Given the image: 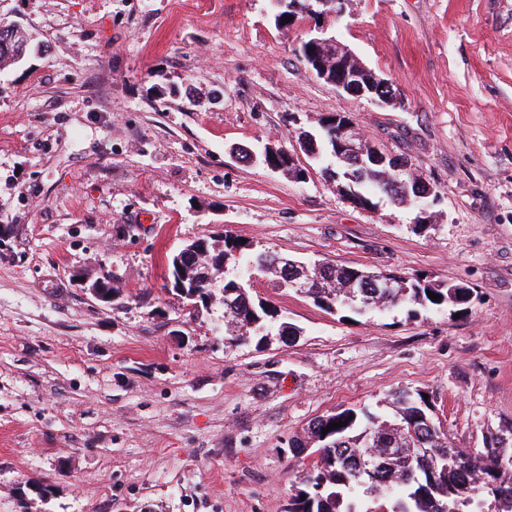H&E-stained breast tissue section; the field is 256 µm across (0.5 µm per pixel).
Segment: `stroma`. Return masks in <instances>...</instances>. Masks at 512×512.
Returning a JSON list of instances; mask_svg holds the SVG:
<instances>
[{"label": "stroma", "mask_w": 512, "mask_h": 512, "mask_svg": "<svg viewBox=\"0 0 512 512\" xmlns=\"http://www.w3.org/2000/svg\"><path fill=\"white\" fill-rule=\"evenodd\" d=\"M274 0H0L37 46L0 71V512H287L288 441L346 408L428 396L454 447L512 445V0H348L327 32L394 90L300 58ZM434 188L351 203L234 149L329 114ZM427 211L430 225L417 230ZM464 283L460 315L346 322L268 281L289 345L224 338V307L164 289L186 241ZM109 275L116 298L87 284Z\"/></svg>", "instance_id": "1"}]
</instances>
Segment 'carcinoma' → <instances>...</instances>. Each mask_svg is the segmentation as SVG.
<instances>
[{"label":"carcinoma","mask_w":512,"mask_h":512,"mask_svg":"<svg viewBox=\"0 0 512 512\" xmlns=\"http://www.w3.org/2000/svg\"><path fill=\"white\" fill-rule=\"evenodd\" d=\"M23 37L11 26L0 23V71L18 62L26 52ZM339 125L336 116L321 120L320 132L301 133L302 148L313 159L336 157ZM340 175V182L365 201L374 192L404 200V175H394L387 165L366 162L354 168L353 175L324 168ZM193 244L210 252L224 254V265L241 266L250 275L257 271L281 280L283 257L267 251L252 253V245L234 237H224L217 250L205 239ZM203 259L191 254L180 275L190 288L191 302L207 305L212 283L202 277ZM359 272L356 267L326 266L311 274L319 287L309 289L313 302L328 310H343L362 315L374 307L379 310L405 306L412 312L467 309L475 299L474 290L463 284L435 282L415 275L403 288H368L350 297L343 285ZM224 291V328L232 341L262 343L276 334L288 342L299 329L279 313L266 298L252 294L241 278L226 279ZM441 296L435 301L427 292ZM391 420L375 424L376 417L348 408L323 415L310 424L311 438L319 442L318 453L300 479L288 512H512V448L500 437L489 434L485 446L474 452L455 448L441 427L429 429L420 415L432 416L430 405L420 392L401 390L393 395ZM344 422L323 433L328 425ZM363 495H357L358 489Z\"/></svg>","instance_id":"1"}]
</instances>
